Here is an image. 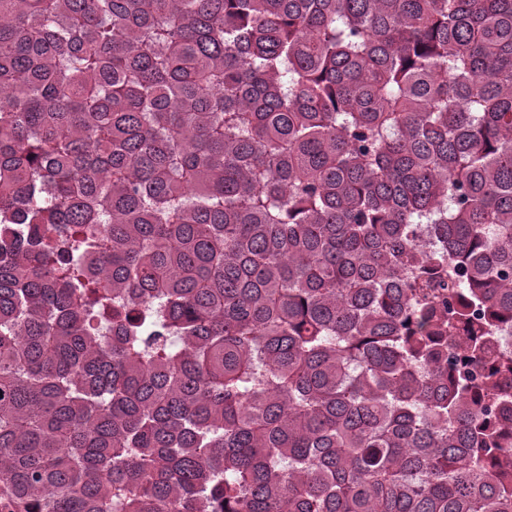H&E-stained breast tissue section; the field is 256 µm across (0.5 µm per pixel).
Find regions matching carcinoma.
I'll return each mask as SVG.
<instances>
[{
    "label": "carcinoma",
    "instance_id": "carcinoma-1",
    "mask_svg": "<svg viewBox=\"0 0 512 512\" xmlns=\"http://www.w3.org/2000/svg\"><path fill=\"white\" fill-rule=\"evenodd\" d=\"M507 325L512 0H0V512H512Z\"/></svg>",
    "mask_w": 512,
    "mask_h": 512
}]
</instances>
